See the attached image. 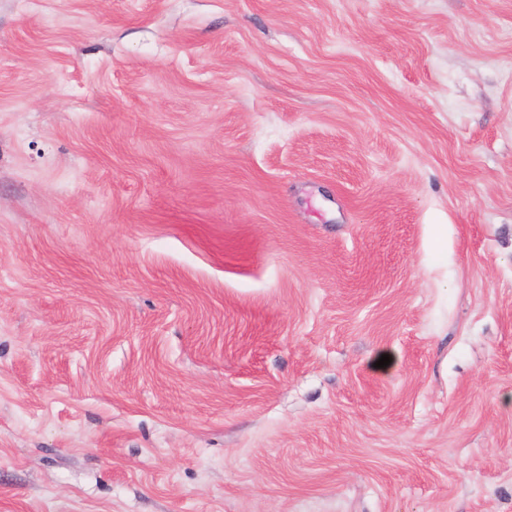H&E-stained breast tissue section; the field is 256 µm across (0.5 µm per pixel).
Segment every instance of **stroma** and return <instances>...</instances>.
<instances>
[{
    "label": "stroma",
    "instance_id": "obj_1",
    "mask_svg": "<svg viewBox=\"0 0 512 512\" xmlns=\"http://www.w3.org/2000/svg\"><path fill=\"white\" fill-rule=\"evenodd\" d=\"M0 512H512V0H0Z\"/></svg>",
    "mask_w": 512,
    "mask_h": 512
}]
</instances>
